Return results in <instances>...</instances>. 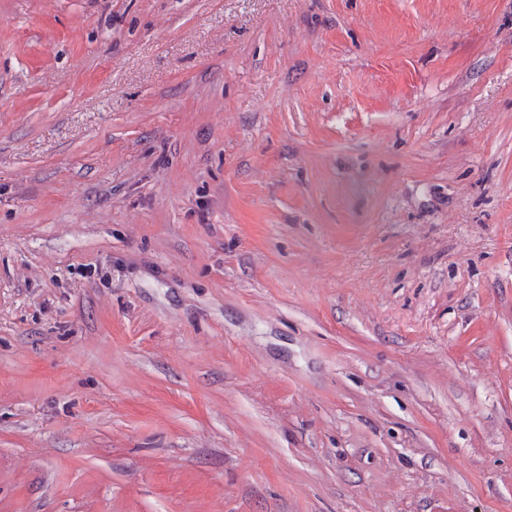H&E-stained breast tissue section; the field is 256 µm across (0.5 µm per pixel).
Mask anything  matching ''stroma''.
<instances>
[{
  "mask_svg": "<svg viewBox=\"0 0 512 512\" xmlns=\"http://www.w3.org/2000/svg\"><path fill=\"white\" fill-rule=\"evenodd\" d=\"M0 512H512V0H0Z\"/></svg>",
  "mask_w": 512,
  "mask_h": 512,
  "instance_id": "stroma-1",
  "label": "stroma"
}]
</instances>
